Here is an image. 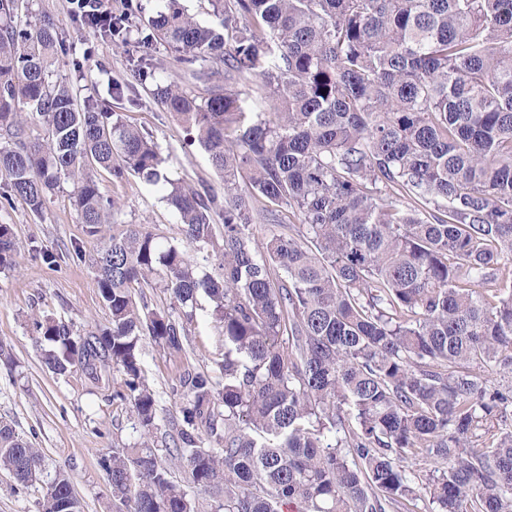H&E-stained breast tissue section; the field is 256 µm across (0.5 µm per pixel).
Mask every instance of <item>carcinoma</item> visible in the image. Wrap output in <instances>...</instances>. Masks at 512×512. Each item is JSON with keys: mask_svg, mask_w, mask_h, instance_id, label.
<instances>
[{"mask_svg": "<svg viewBox=\"0 0 512 512\" xmlns=\"http://www.w3.org/2000/svg\"><path fill=\"white\" fill-rule=\"evenodd\" d=\"M166 2L140 17L137 48L168 46L208 94L147 66L138 76L204 149L222 200L170 179L151 137L51 80L69 50L57 27L0 0V201L39 215L69 179L102 238L109 323L36 329L50 371L123 373L112 399L130 404L140 439L101 460L116 512H196L175 460L215 512H412L400 462L421 451L440 465L426 483L437 512H512V0H212L207 23ZM131 26L105 22L102 37L127 44ZM254 79L274 111H254ZM97 169L163 192L185 246L115 223ZM286 213L296 233L255 239L256 219ZM191 250L219 258L217 274ZM13 256L0 224V267ZM155 274L182 317L135 298ZM201 295L222 327L224 384L185 370L177 438L160 448L140 341L182 355ZM0 470L50 485L37 512H81L68 473L3 421Z\"/></svg>", "mask_w": 512, "mask_h": 512, "instance_id": "cac0c4a2", "label": "carcinoma"}]
</instances>
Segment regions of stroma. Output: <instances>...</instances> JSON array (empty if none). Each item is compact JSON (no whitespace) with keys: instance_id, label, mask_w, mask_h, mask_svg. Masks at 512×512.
<instances>
[{"instance_id":"obj_1","label":"stroma","mask_w":512,"mask_h":512,"mask_svg":"<svg viewBox=\"0 0 512 512\" xmlns=\"http://www.w3.org/2000/svg\"><path fill=\"white\" fill-rule=\"evenodd\" d=\"M41 15L53 18L66 43L76 49L53 62V78L70 82L78 101L106 102L123 121L153 136L171 179L195 187L205 183L222 192L204 150L188 143L181 124L151 95V83L139 82L140 54L134 44L93 37L74 23L65 0H19V18ZM95 177L117 201L119 222L148 225L162 241L182 244V226L160 193L133 175L117 181L99 170ZM71 191V182H63L39 216L18 198L0 206V224L12 225L16 250L15 267L0 269V343L14 360L10 367L0 363V420L40 448L50 467L67 471L84 512H115L100 461L139 438L129 404L111 397L122 374L114 370L95 379L78 366L54 374L43 362L46 345L35 328L36 320L50 316L86 336L110 320L92 268L100 242L80 223ZM45 251L54 254V262L43 261ZM223 359L224 338L203 296L183 355H165L143 338L141 361L157 401V438L176 433L179 401L173 389L184 369L216 376ZM44 493L42 483L23 487L0 471V512H36Z\"/></svg>"}]
</instances>
